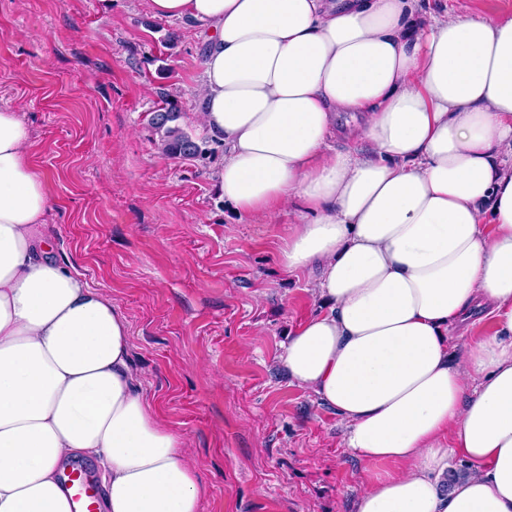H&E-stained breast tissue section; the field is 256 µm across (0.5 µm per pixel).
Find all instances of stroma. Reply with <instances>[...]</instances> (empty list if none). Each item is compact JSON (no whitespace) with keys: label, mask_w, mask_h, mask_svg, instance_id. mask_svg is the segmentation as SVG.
Wrapping results in <instances>:
<instances>
[{"label":"stroma","mask_w":512,"mask_h":512,"mask_svg":"<svg viewBox=\"0 0 512 512\" xmlns=\"http://www.w3.org/2000/svg\"><path fill=\"white\" fill-rule=\"evenodd\" d=\"M175 45H168V36ZM205 43L145 0H0V104L21 109L55 253L111 296L164 421L188 441L202 512H353L366 464L279 363L319 302L280 247L295 216L237 214L224 148L192 121ZM175 95L205 155H162L148 123Z\"/></svg>","instance_id":"obj_1"}]
</instances>
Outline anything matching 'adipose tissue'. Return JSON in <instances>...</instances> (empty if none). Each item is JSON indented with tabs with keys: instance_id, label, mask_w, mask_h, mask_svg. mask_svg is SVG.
I'll return each mask as SVG.
<instances>
[{
	"instance_id": "1",
	"label": "adipose tissue",
	"mask_w": 512,
	"mask_h": 512,
	"mask_svg": "<svg viewBox=\"0 0 512 512\" xmlns=\"http://www.w3.org/2000/svg\"><path fill=\"white\" fill-rule=\"evenodd\" d=\"M432 3L146 0L201 29L194 119L224 146L225 201L298 212L280 264L323 308L279 362L370 463L355 512H512V17ZM29 145L1 106L0 512H72L61 468L81 458L104 512H201L126 316L54 257ZM452 452L471 467L453 482Z\"/></svg>"
}]
</instances>
